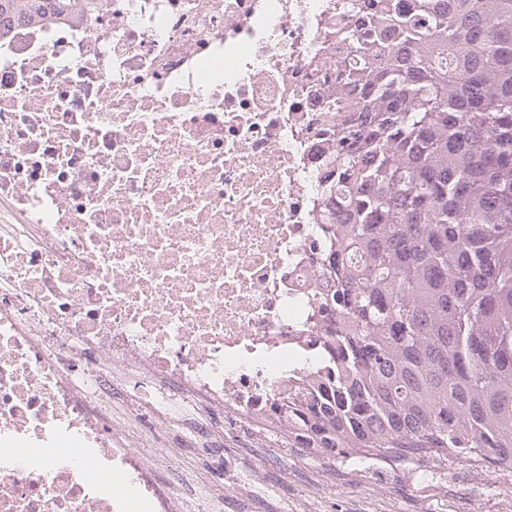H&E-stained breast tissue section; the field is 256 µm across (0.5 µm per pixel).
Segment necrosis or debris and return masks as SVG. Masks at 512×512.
<instances>
[{"instance_id": "obj_1", "label": "necrosis or debris", "mask_w": 512, "mask_h": 512, "mask_svg": "<svg viewBox=\"0 0 512 512\" xmlns=\"http://www.w3.org/2000/svg\"><path fill=\"white\" fill-rule=\"evenodd\" d=\"M341 3L103 0L0 39V512H223L169 407L243 426L319 374Z\"/></svg>"}]
</instances>
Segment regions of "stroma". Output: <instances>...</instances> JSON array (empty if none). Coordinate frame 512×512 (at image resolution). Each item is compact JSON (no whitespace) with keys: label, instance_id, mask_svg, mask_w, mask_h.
<instances>
[{"label":"stroma","instance_id":"35a3bbf8","mask_svg":"<svg viewBox=\"0 0 512 512\" xmlns=\"http://www.w3.org/2000/svg\"><path fill=\"white\" fill-rule=\"evenodd\" d=\"M203 417L223 431L221 447L187 436L179 454L203 492L223 493L224 512H512V476L477 463L365 468L285 447L278 430L239 437L220 410Z\"/></svg>","mask_w":512,"mask_h":512}]
</instances>
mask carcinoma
Here are the masks:
<instances>
[{"label": "carcinoma", "instance_id": "cac0c4a2", "mask_svg": "<svg viewBox=\"0 0 512 512\" xmlns=\"http://www.w3.org/2000/svg\"><path fill=\"white\" fill-rule=\"evenodd\" d=\"M100 0H0L12 23L92 27ZM336 28L360 91L332 159L347 224L321 225V375L300 379L261 432L342 461L483 463L512 474V0H377ZM378 67L370 83L367 69ZM494 72L498 91H481Z\"/></svg>", "mask_w": 512, "mask_h": 512}]
</instances>
